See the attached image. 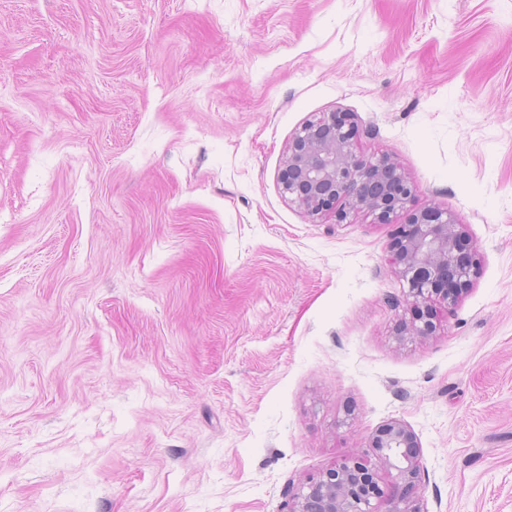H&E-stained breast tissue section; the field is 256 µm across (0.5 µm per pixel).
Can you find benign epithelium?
<instances>
[{
  "mask_svg": "<svg viewBox=\"0 0 512 512\" xmlns=\"http://www.w3.org/2000/svg\"><path fill=\"white\" fill-rule=\"evenodd\" d=\"M355 137L346 112H324L304 123L289 141L278 174L282 193L313 218L332 214L340 223L350 212H365L387 224L415 195V186L390 158L357 154ZM393 252L415 313L409 334L427 336L435 329L427 302L455 298L478 275L474 246L452 214L428 205L398 226ZM370 448L387 471H395L386 488L365 457L347 458L310 478L307 489L288 501V512H421L410 500L423 471L414 431L393 420L372 437Z\"/></svg>",
  "mask_w": 512,
  "mask_h": 512,
  "instance_id": "obj_1",
  "label": "benign epithelium"
}]
</instances>
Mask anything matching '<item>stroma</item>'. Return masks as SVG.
I'll return each mask as SVG.
<instances>
[{"mask_svg": "<svg viewBox=\"0 0 512 512\" xmlns=\"http://www.w3.org/2000/svg\"><path fill=\"white\" fill-rule=\"evenodd\" d=\"M333 111L391 223L284 197ZM429 204L480 272L399 336ZM392 420L423 512H512V0H0V512H288Z\"/></svg>", "mask_w": 512, "mask_h": 512, "instance_id": "1", "label": "stroma"}]
</instances>
